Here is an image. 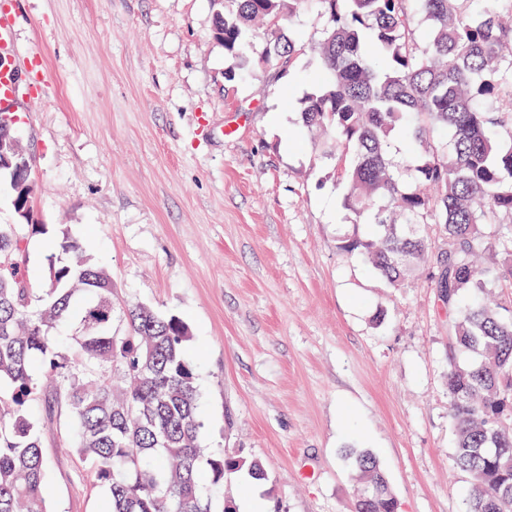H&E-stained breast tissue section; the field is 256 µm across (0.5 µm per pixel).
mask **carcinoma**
<instances>
[{"label": "carcinoma", "instance_id": "1", "mask_svg": "<svg viewBox=\"0 0 512 512\" xmlns=\"http://www.w3.org/2000/svg\"><path fill=\"white\" fill-rule=\"evenodd\" d=\"M213 2L212 37L229 55L246 59L261 24L260 60L275 75L317 58L301 124L330 134L343 204L370 217L341 248L393 286L414 266L437 269L454 458L472 480L460 512H512V415L501 410H512V264L475 266L480 251L512 256V0H486L476 14L469 0H315V43L283 33L310 0ZM397 136L410 145L399 163L389 153ZM426 224L445 247L432 246ZM44 231L0 224V265H10L0 268V512H48L41 430L62 422L72 429L65 449L106 488L102 512H215L226 474L266 480L257 461L204 454L180 318L114 301L105 269L65 230L46 257V287H32L23 255ZM62 324L73 343L56 339ZM353 459V512H399L376 457Z\"/></svg>", "mask_w": 512, "mask_h": 512}]
</instances>
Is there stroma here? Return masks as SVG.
<instances>
[{"mask_svg": "<svg viewBox=\"0 0 512 512\" xmlns=\"http://www.w3.org/2000/svg\"><path fill=\"white\" fill-rule=\"evenodd\" d=\"M20 17L35 223L26 267L42 284L56 228L112 275L118 302L189 327L208 452L260 461L265 512H351L348 449L379 461L401 512H459L448 313L417 268L401 285L339 249L357 217L297 97L310 55L285 75L237 66L210 35L213 0H0ZM296 99H284L286 87ZM42 434L51 512H99L104 490Z\"/></svg>", "mask_w": 512, "mask_h": 512, "instance_id": "1", "label": "stroma"}]
</instances>
